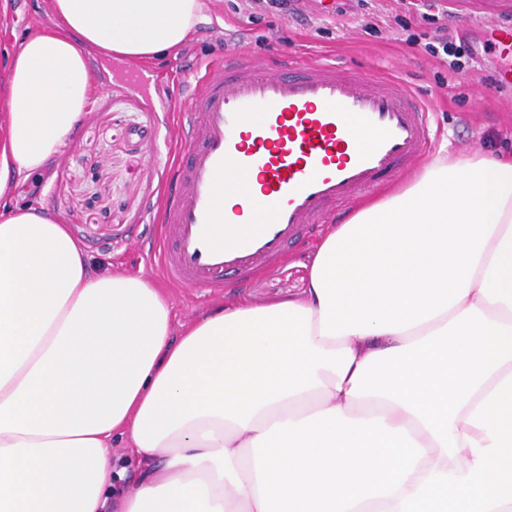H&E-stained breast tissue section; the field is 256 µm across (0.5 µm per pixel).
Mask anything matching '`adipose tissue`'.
Listing matches in <instances>:
<instances>
[{
  "instance_id": "obj_1",
  "label": "adipose tissue",
  "mask_w": 512,
  "mask_h": 512,
  "mask_svg": "<svg viewBox=\"0 0 512 512\" xmlns=\"http://www.w3.org/2000/svg\"><path fill=\"white\" fill-rule=\"evenodd\" d=\"M203 7L53 0L5 65L0 199L82 124L85 48L166 54ZM0 512H512V156L435 158L328 228L299 297L176 341L147 277L0 209Z\"/></svg>"
}]
</instances>
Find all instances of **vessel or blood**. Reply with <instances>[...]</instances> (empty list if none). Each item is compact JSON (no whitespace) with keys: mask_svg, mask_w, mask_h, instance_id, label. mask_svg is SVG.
<instances>
[{"mask_svg":"<svg viewBox=\"0 0 512 512\" xmlns=\"http://www.w3.org/2000/svg\"><path fill=\"white\" fill-rule=\"evenodd\" d=\"M178 112L173 196L156 218L169 283L223 291L278 263L324 217L404 178L430 148L431 107L399 77L280 54L201 65ZM237 181L227 186L225 175Z\"/></svg>","mask_w":512,"mask_h":512,"instance_id":"1","label":"vessel or blood"}]
</instances>
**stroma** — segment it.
<instances>
[{
  "label": "stroma",
  "instance_id": "obj_1",
  "mask_svg": "<svg viewBox=\"0 0 512 512\" xmlns=\"http://www.w3.org/2000/svg\"><path fill=\"white\" fill-rule=\"evenodd\" d=\"M455 40L468 41L471 59L451 71L408 34L433 32L423 22L427 0H295L296 21L279 12L250 13L244 0H204L203 16L178 49L162 58L139 59L149 81H126L120 61L89 52L96 91L90 117L78 128L60 161L20 204L44 210L70 225L93 268L141 273L161 285L172 307V333L201 312L231 300L275 302L301 295L310 256L322 231L293 244L273 269L247 284L212 296L166 282L150 253L154 215L167 185L164 170L175 159L177 126L167 102L174 90L191 97L198 65L228 52L272 60L288 52L299 60L330 58L361 73L393 74L433 108L431 156L474 150L494 156L512 152V84L494 89L483 78L512 66L487 32L512 29V0H434ZM52 0H0V63L29 32L52 23Z\"/></svg>",
  "mask_w": 512,
  "mask_h": 512
}]
</instances>
